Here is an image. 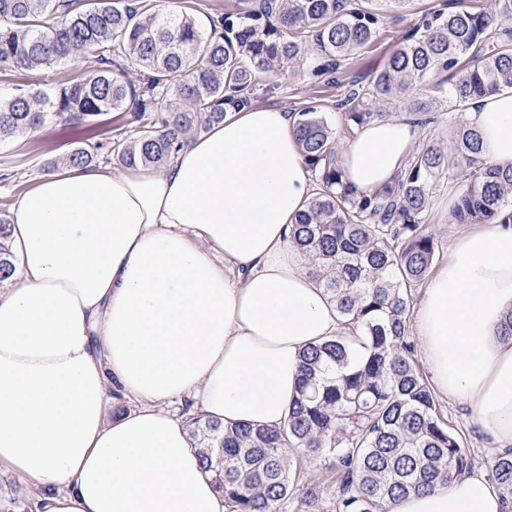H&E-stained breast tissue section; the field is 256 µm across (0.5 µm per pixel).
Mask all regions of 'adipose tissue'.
<instances>
[{
  "mask_svg": "<svg viewBox=\"0 0 512 512\" xmlns=\"http://www.w3.org/2000/svg\"><path fill=\"white\" fill-rule=\"evenodd\" d=\"M483 157L512 165V89L471 101ZM407 117L343 148L344 187H394L419 141ZM314 195L293 116L227 109L160 169L66 166L13 203L16 273L0 289V467L32 512H228L185 416L276 427L335 304L290 231ZM512 207L453 240L414 307L435 393L512 445ZM133 410L108 418L117 400ZM478 470L390 512H503Z\"/></svg>",
  "mask_w": 512,
  "mask_h": 512,
  "instance_id": "obj_1",
  "label": "adipose tissue"
}]
</instances>
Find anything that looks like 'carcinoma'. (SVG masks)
Here are the masks:
<instances>
[{
    "mask_svg": "<svg viewBox=\"0 0 512 512\" xmlns=\"http://www.w3.org/2000/svg\"><path fill=\"white\" fill-rule=\"evenodd\" d=\"M410 0H238L198 27L157 0H0V71L29 75L79 58L87 66L48 93L0 97V139L58 120L127 116L111 152L123 165L164 167L228 106H248L258 80L301 68L318 76L377 36L387 9ZM120 72H115V69ZM140 73L133 83L121 72ZM512 89V0L495 9L434 11L411 29L388 64L339 103L353 134L405 100L425 115L463 112ZM303 158L318 188L291 241L335 302L344 331L302 352L301 386L277 429L196 416L192 436L229 512H387L469 472L472 461L448 426L414 360L411 307L437 245L424 220L436 178L461 179L456 224L494 221L512 203V166L487 163L467 126L444 148L424 145L394 188L359 197L341 189L333 132L312 105L296 117ZM76 146L62 164L97 162ZM10 221L0 217V287L15 272ZM333 471L336 491L309 479L300 457ZM491 478L512 512V449L495 454Z\"/></svg>",
    "mask_w": 512,
    "mask_h": 512,
    "instance_id": "carcinoma-1",
    "label": "carcinoma"
}]
</instances>
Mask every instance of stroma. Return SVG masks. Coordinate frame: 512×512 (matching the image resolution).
I'll use <instances>...</instances> for the list:
<instances>
[{
    "instance_id": "1",
    "label": "stroma",
    "mask_w": 512,
    "mask_h": 512,
    "mask_svg": "<svg viewBox=\"0 0 512 512\" xmlns=\"http://www.w3.org/2000/svg\"><path fill=\"white\" fill-rule=\"evenodd\" d=\"M488 8L492 0H410L402 12H387L381 20L377 37L360 49L346 63L311 80L301 71H281L273 74L272 82L277 88L268 92L258 90L255 105L277 107L298 113L310 105H317L329 125L336 132L337 146H344L350 139L346 131L343 112L337 109L338 100L344 99L353 85L367 83L382 71L392 51L408 30L418 25L429 12L444 7L458 6ZM116 121L112 116L104 120L80 125L52 123L30 135L10 137L0 141V214L10 212L15 198L29 189L43 174L52 171V163L82 143L99 145V157L108 165H115L109 146L115 132ZM460 181L456 177L440 176L431 189L430 204L425 224L437 244V260H444L448 248L460 232L454 224L452 210L459 192ZM441 408L448 418L449 426L462 435L464 445L469 448L474 468L489 471L496 451L491 440L473 421L470 409L458 401L442 402Z\"/></svg>"
}]
</instances>
